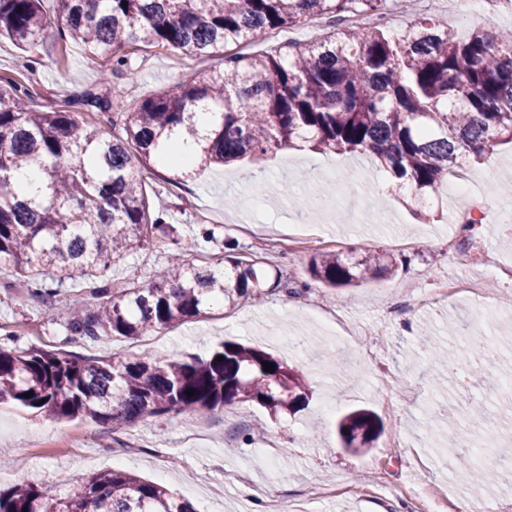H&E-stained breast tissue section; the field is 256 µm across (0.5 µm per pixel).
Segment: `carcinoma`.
Masks as SVG:
<instances>
[{"label":"carcinoma","mask_w":512,"mask_h":512,"mask_svg":"<svg viewBox=\"0 0 512 512\" xmlns=\"http://www.w3.org/2000/svg\"><path fill=\"white\" fill-rule=\"evenodd\" d=\"M0 0V37L35 46L47 29H67L95 57L124 63L127 48H161L206 60L217 54L224 70L201 74L176 92L160 91L131 105L116 87L94 124L70 111H43L14 83L0 84V265L18 274L11 288L43 302L59 297L51 272L67 263L68 277L89 284L92 302L72 316L73 336L135 338L206 314L224 302L234 309L294 280L240 256L223 240L224 274L183 256L147 286L112 287V258L174 228L152 209L143 166L179 169L177 154L193 145L201 166L259 160L294 143L322 152L374 158L389 176L382 191L407 188L417 208L462 168L496 145L512 144V30H476L464 38L426 17L393 35L385 28V0ZM359 9L375 18L367 27L339 29L300 45L242 54L243 45L313 18ZM112 128L108 136L105 127ZM41 167L29 189L15 172ZM394 267L370 252L353 262L323 253L310 276L340 289L366 284ZM424 350L438 374L461 369L448 352ZM467 375L484 374L479 354ZM274 365L263 370L262 363ZM193 395H187V391ZM32 393L25 398L23 394ZM309 389L284 361L256 347L226 341L206 360L160 362L148 353L89 362L63 350L0 346V404L14 403L58 419L90 418L132 425L168 414L211 412L255 402L276 416L295 410ZM382 432L376 416L353 411L339 424L346 448H369ZM455 470L478 498L494 469ZM0 512H194L168 488L126 470L89 477L62 497L36 477L0 489Z\"/></svg>","instance_id":"1"}]
</instances>
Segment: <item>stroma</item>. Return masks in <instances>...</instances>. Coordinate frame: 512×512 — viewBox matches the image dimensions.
<instances>
[{"label": "stroma", "instance_id": "obj_1", "mask_svg": "<svg viewBox=\"0 0 512 512\" xmlns=\"http://www.w3.org/2000/svg\"><path fill=\"white\" fill-rule=\"evenodd\" d=\"M434 18L457 35L512 29V8L459 12L456 6L418 0L415 13L389 17L393 31L413 15ZM123 69L90 57L68 31L49 29L36 48L24 50L0 40V82L28 90L34 108L68 110L95 122L92 99H107L122 86L128 102L221 68L219 58L201 62L165 49H125ZM163 166L145 172L147 198L173 224V236L126 252L112 262V285L151 283L171 255L182 253L198 266L219 263L221 241L238 240L243 256L308 279V266L320 253L340 251L361 258L377 250L393 255V274L357 288L332 290L320 283L301 294L278 290L264 301H246L234 310H215L198 319L136 339L120 336L90 340L70 335L71 313L89 294L63 279L58 302H40L9 290L13 268L0 266V330L13 333V346L63 349L90 360L119 354L150 353L159 360L203 359L221 342L233 340L262 348L302 376L310 390L298 412L271 417L261 406L239 402L204 415V437H191L188 415L148 418L131 427L88 419L59 420L44 413L0 404V488L29 474L74 493L93 473L112 469V451L135 443L129 471L177 491L196 512H265L275 494L286 505L308 512H413L415 490L442 493L441 512H459L471 500L468 486L448 465V433L479 438L472 459L499 470L500 479L484 494L499 512H512V446L499 447L495 427L512 420V398L500 384L512 375V280H491L479 267L448 255V238L467 202L487 212L481 237L491 255L512 265L506 237L512 197L497 193L512 181V144L499 145L480 162L463 166L466 198L443 197L418 217L405 191L381 197L375 185L387 176L371 158L356 153L277 151L259 163L204 169L183 184L169 181ZM332 188L306 214L296 200L311 197L316 182ZM215 229L214 242L197 245L199 225ZM451 278L482 282L479 294L440 299L436 290ZM479 312L488 334L503 349L488 360L482 378L467 388L437 391L432 386L418 338L427 333L461 353L471 341L452 337L448 325ZM373 411L383 425L374 448L358 454L339 447L336 421L346 411Z\"/></svg>", "mask_w": 512, "mask_h": 512}]
</instances>
